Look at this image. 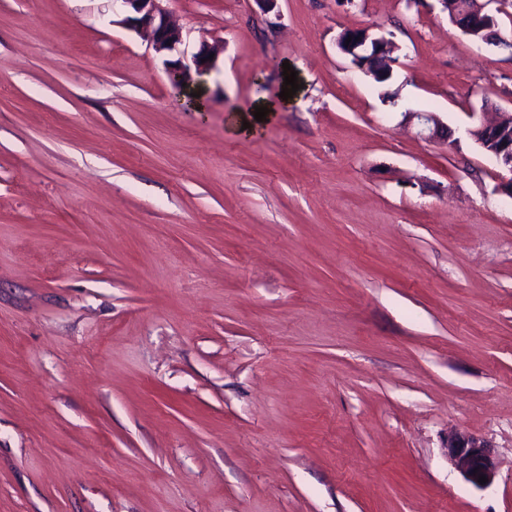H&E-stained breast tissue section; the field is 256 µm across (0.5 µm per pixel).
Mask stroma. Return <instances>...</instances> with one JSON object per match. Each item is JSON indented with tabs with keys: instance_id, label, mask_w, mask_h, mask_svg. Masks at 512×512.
Segmentation results:
<instances>
[{
	"instance_id": "stroma-1",
	"label": "stroma",
	"mask_w": 512,
	"mask_h": 512,
	"mask_svg": "<svg viewBox=\"0 0 512 512\" xmlns=\"http://www.w3.org/2000/svg\"><path fill=\"white\" fill-rule=\"evenodd\" d=\"M167 6L224 47L205 111L114 0H0V512H512V199L471 135L512 53L439 0ZM360 31H365L364 36L359 34ZM348 36H351V41L349 45H346V39H348ZM356 37H360V40L356 41ZM369 37V31L365 29L347 30L339 36L337 46L341 52L351 57L353 64H355L366 76L371 77V72L369 71L370 59L375 55H380L382 50H387L391 47L394 52L398 47H395L391 42L388 43L389 41L384 37L372 38V45L369 42ZM405 117L417 119L421 125L422 131H429V137H439L449 139L451 134L448 128H445L434 112H406ZM448 460L459 474L477 487H487L497 475L498 463L490 447L479 439L463 434L448 438ZM478 476H485L486 483H478Z\"/></svg>"
}]
</instances>
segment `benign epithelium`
<instances>
[{"label": "benign epithelium", "instance_id": "obj_1", "mask_svg": "<svg viewBox=\"0 0 512 512\" xmlns=\"http://www.w3.org/2000/svg\"><path fill=\"white\" fill-rule=\"evenodd\" d=\"M125 21L155 52L169 56L165 60L167 73L175 85H190L192 74L201 75L216 68L217 56L222 51L218 44H201L199 49L189 55L176 54L182 42V31L172 20L170 12L164 6L166 0H118ZM506 3V0H467L469 7L463 13L469 15L470 23L459 27L461 33L473 40L512 52V38L498 33V24L488 9L491 3ZM337 46L341 52L351 57L366 76L369 71L370 59L381 51L392 47L383 37L369 38V34L359 36L357 30L343 32ZM406 116L418 120L422 130L429 132L431 137L450 138V132L433 112H408ZM484 139L477 140L482 150L493 158L496 163L511 174L505 183L506 191L512 198V113L502 112L497 119L479 127ZM448 460L459 474L475 486H489L495 480L498 463L490 447L470 436L455 433L448 438ZM484 476L487 482L478 483V477Z\"/></svg>", "mask_w": 512, "mask_h": 512}]
</instances>
